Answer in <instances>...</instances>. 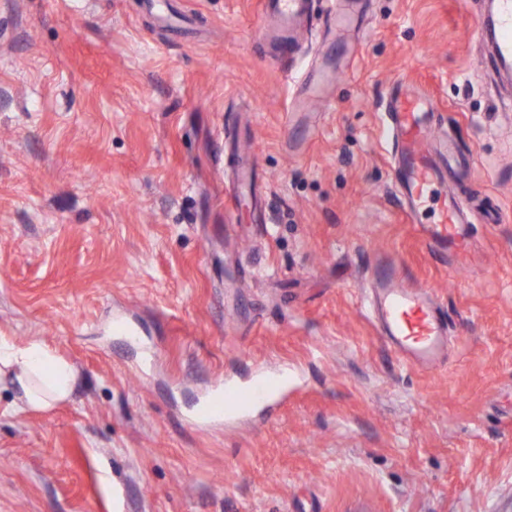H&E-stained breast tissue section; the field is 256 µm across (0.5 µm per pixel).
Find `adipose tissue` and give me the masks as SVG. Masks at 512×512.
Listing matches in <instances>:
<instances>
[{"mask_svg":"<svg viewBox=\"0 0 512 512\" xmlns=\"http://www.w3.org/2000/svg\"><path fill=\"white\" fill-rule=\"evenodd\" d=\"M76 377L74 365L42 341L18 344L0 336V387L14 393L20 409L50 410L70 397Z\"/></svg>","mask_w":512,"mask_h":512,"instance_id":"adipose-tissue-1","label":"adipose tissue"}]
</instances>
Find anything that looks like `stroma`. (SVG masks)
Masks as SVG:
<instances>
[{"label": "stroma", "instance_id": "obj_1", "mask_svg": "<svg viewBox=\"0 0 512 512\" xmlns=\"http://www.w3.org/2000/svg\"><path fill=\"white\" fill-rule=\"evenodd\" d=\"M0 0V336L78 373L47 412L0 392V512H512V76L485 0H361L344 41L260 42L259 0ZM351 62L311 113L293 79ZM404 79L475 160L466 265L410 223L381 114ZM253 162L262 210L226 196ZM398 260L448 316L405 365L365 298ZM123 316L138 333L112 328ZM274 414L197 418L225 379Z\"/></svg>", "mask_w": 512, "mask_h": 512}]
</instances>
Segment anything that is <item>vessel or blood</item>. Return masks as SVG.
I'll return each instance as SVG.
<instances>
[{"instance_id":"1","label":"vessel or blood","mask_w":512,"mask_h":512,"mask_svg":"<svg viewBox=\"0 0 512 512\" xmlns=\"http://www.w3.org/2000/svg\"><path fill=\"white\" fill-rule=\"evenodd\" d=\"M308 0H264L260 33L291 34L308 25ZM347 0H331L320 32L346 34L343 17ZM476 39L488 42L499 68H512V0H494L490 18H478ZM434 100L403 80L393 81L382 124L390 143L389 168L403 207L430 243L462 254L468 247L474 212L468 201L448 189L447 174L455 161L449 139H437ZM368 313L378 333L408 366L436 371L448 351V318L431 289L410 280L393 260L384 259L370 283ZM265 374H257L249 388L225 384L218 402L207 412L216 419L275 398Z\"/></svg>"}]
</instances>
